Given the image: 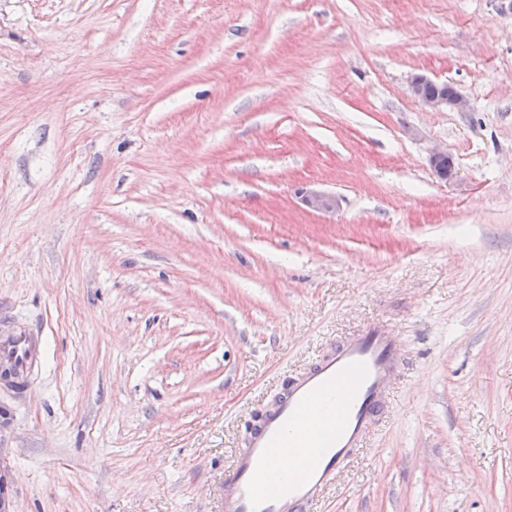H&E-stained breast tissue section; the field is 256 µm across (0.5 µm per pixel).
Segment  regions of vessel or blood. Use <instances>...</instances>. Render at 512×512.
<instances>
[{"instance_id": "b4317fda", "label": "vessel or blood", "mask_w": 512, "mask_h": 512, "mask_svg": "<svg viewBox=\"0 0 512 512\" xmlns=\"http://www.w3.org/2000/svg\"><path fill=\"white\" fill-rule=\"evenodd\" d=\"M37 341L27 330L0 337V362L29 372ZM404 369L399 336L378 325L337 341L289 377L246 430L224 473V512H314L341 471L366 448ZM328 398L330 412H317ZM281 449L301 463L299 473L285 480L267 470L269 458Z\"/></svg>"}]
</instances>
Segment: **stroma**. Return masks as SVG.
I'll return each instance as SVG.
<instances>
[{
    "label": "stroma",
    "mask_w": 512,
    "mask_h": 512,
    "mask_svg": "<svg viewBox=\"0 0 512 512\" xmlns=\"http://www.w3.org/2000/svg\"><path fill=\"white\" fill-rule=\"evenodd\" d=\"M380 324L406 372L317 512H512V0H0L12 512H223L273 393ZM438 86L440 91L435 95ZM408 90L416 100L423 106L430 109H449L456 112H467L471 109L472 103L469 98L461 94L452 84L433 80L425 75H417L410 79ZM40 338L41 336L27 330L0 337V362L15 366L17 369L13 366L10 368L16 375L27 374L37 361L36 343Z\"/></svg>",
    "instance_id": "1"
}]
</instances>
